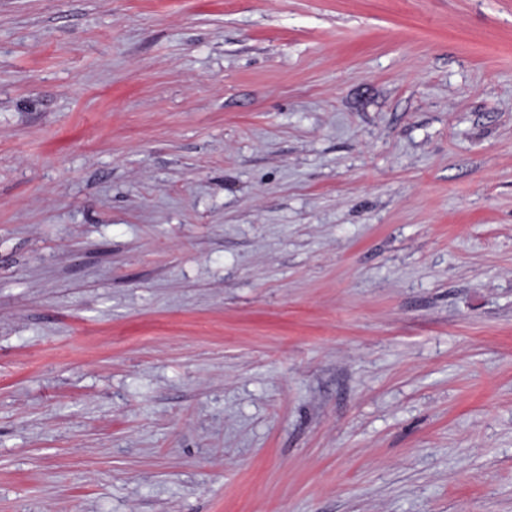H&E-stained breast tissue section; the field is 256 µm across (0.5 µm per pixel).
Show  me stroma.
Returning <instances> with one entry per match:
<instances>
[{"label":"stroma","mask_w":512,"mask_h":512,"mask_svg":"<svg viewBox=\"0 0 512 512\" xmlns=\"http://www.w3.org/2000/svg\"><path fill=\"white\" fill-rule=\"evenodd\" d=\"M0 512H512V0H0Z\"/></svg>","instance_id":"obj_1"}]
</instances>
